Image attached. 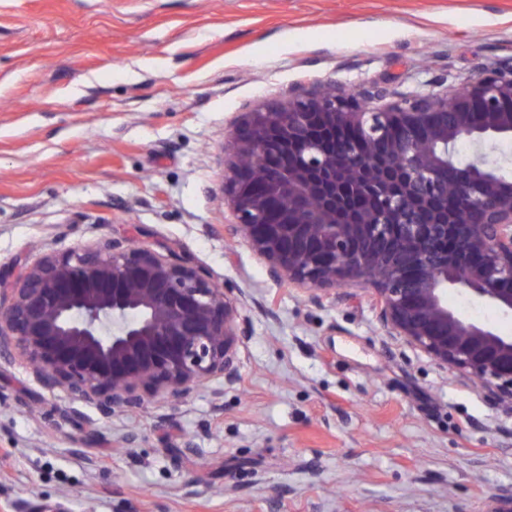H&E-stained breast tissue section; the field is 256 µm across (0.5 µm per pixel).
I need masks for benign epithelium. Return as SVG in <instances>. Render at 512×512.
<instances>
[{"label":"benign epithelium","instance_id":"obj_1","mask_svg":"<svg viewBox=\"0 0 512 512\" xmlns=\"http://www.w3.org/2000/svg\"><path fill=\"white\" fill-rule=\"evenodd\" d=\"M512 140V65L381 109L317 83L249 112L228 135L224 238L310 300L372 289L383 335L512 411V334L448 305L458 289L512 317V181L489 150ZM472 156L461 162L457 147ZM249 321L233 291L170 250L100 237L0 275V359L62 414L103 418L239 380Z\"/></svg>","mask_w":512,"mask_h":512}]
</instances>
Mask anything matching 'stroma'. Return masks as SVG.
Wrapping results in <instances>:
<instances>
[{
    "label": "stroma",
    "instance_id": "35a3bbf8",
    "mask_svg": "<svg viewBox=\"0 0 512 512\" xmlns=\"http://www.w3.org/2000/svg\"><path fill=\"white\" fill-rule=\"evenodd\" d=\"M511 58L512 0H0V272L130 234L250 321L219 412L203 388L65 420L0 362V512H491L512 412L383 336L368 285L270 280L224 237L222 178L243 113L291 91L395 98Z\"/></svg>",
    "mask_w": 512,
    "mask_h": 512
}]
</instances>
